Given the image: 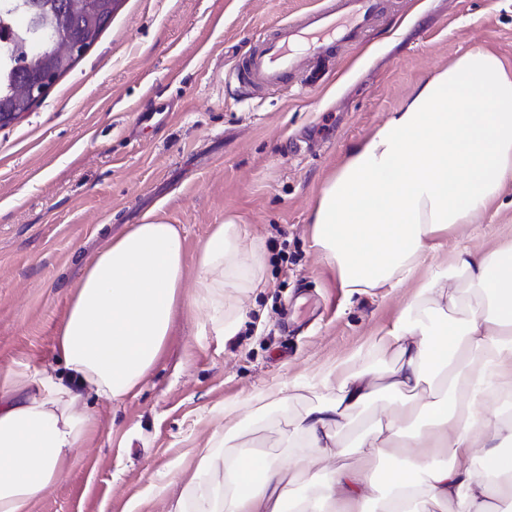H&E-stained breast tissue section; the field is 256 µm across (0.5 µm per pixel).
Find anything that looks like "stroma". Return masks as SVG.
Returning a JSON list of instances; mask_svg holds the SVG:
<instances>
[{
	"instance_id": "35a3bbf8",
	"label": "stroma",
	"mask_w": 512,
	"mask_h": 512,
	"mask_svg": "<svg viewBox=\"0 0 512 512\" xmlns=\"http://www.w3.org/2000/svg\"><path fill=\"white\" fill-rule=\"evenodd\" d=\"M317 2L121 0L96 44L0 127V370L60 367L56 328L82 259L148 213L181 226L191 261L229 214L242 220V250L266 255L258 287L224 291L233 335L189 311L135 394L89 399L98 430L35 512H166L155 484L226 422L244 423L243 444L275 448L331 392L329 367H387L375 343L415 285L348 295L312 244L316 197L423 79L479 49L512 68V0H384L365 42L337 47L323 88L302 71L265 90L226 80L261 33ZM507 241L511 184L421 269ZM273 388L293 402L260 408Z\"/></svg>"
}]
</instances>
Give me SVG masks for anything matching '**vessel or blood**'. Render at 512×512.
<instances>
[{"label": "vessel or blood", "mask_w": 512, "mask_h": 512, "mask_svg": "<svg viewBox=\"0 0 512 512\" xmlns=\"http://www.w3.org/2000/svg\"><path fill=\"white\" fill-rule=\"evenodd\" d=\"M380 10V0H323L322 5L272 27L259 46L236 64L253 88L283 84L293 72L316 71L336 44L358 42Z\"/></svg>", "instance_id": "1"}]
</instances>
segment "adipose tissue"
<instances>
[{"mask_svg":"<svg viewBox=\"0 0 512 512\" xmlns=\"http://www.w3.org/2000/svg\"><path fill=\"white\" fill-rule=\"evenodd\" d=\"M511 183L512 70L474 50L354 144L313 209V245L347 293L417 283L377 342L391 366L330 368L335 388L291 421L279 452L239 446L236 426L215 433L178 494L156 486L168 512H365L377 485L345 465L353 452L397 464L381 512H512V419L478 409L487 391L512 389V243L459 249L417 275L450 229L477 223ZM263 263L261 250H241L236 216L192 261L180 228L156 214L91 255L56 329L66 376L0 372V512H34L97 429L88 398L134 394L181 314L207 309L215 333H230L224 291L252 287ZM380 399L391 413L343 443L353 413ZM420 416L431 432L403 431Z\"/></svg>","mask_w":512,"mask_h":512,"instance_id":"ef3b65f1","label":"adipose tissue"}]
</instances>
